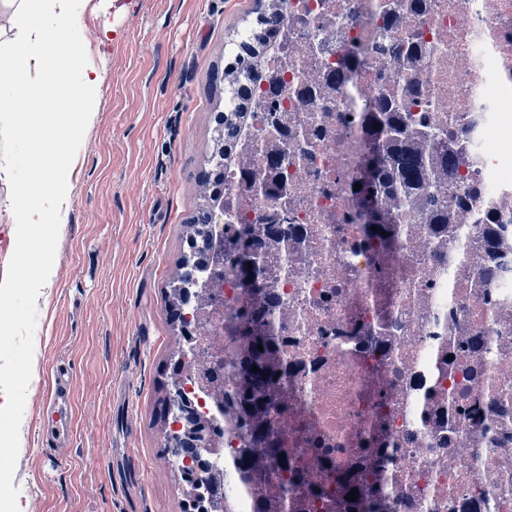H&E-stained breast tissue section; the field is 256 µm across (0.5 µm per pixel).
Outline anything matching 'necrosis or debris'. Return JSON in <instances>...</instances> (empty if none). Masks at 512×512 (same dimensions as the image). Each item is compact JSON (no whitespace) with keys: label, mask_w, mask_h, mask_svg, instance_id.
Listing matches in <instances>:
<instances>
[{"label":"necrosis or debris","mask_w":512,"mask_h":512,"mask_svg":"<svg viewBox=\"0 0 512 512\" xmlns=\"http://www.w3.org/2000/svg\"><path fill=\"white\" fill-rule=\"evenodd\" d=\"M288 0L281 49L263 67L259 97L288 131L268 134L269 112L248 116L247 160L224 163L236 224L284 217L298 232L270 247L269 288L229 272L211 287L220 308L198 336L205 362L184 375L219 448L224 512H368L336 494V475L384 488V512H512V275L505 245L480 215L449 202L456 243L435 238L419 213L394 239H368L355 184L384 137L364 115L387 100L453 133L470 163L448 170L457 190L482 184L496 221L512 223V0ZM415 42L414 62L394 44ZM282 159L268 166L270 152ZM255 312L277 346L281 397L251 456L269 471L249 490L232 464L239 440L208 384L237 388L251 352L239 314ZM470 367L448 375V341ZM287 471H280V460Z\"/></svg>","instance_id":"1"}]
</instances>
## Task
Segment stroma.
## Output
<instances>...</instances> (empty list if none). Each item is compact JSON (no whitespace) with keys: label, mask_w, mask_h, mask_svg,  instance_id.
<instances>
[{"label":"stroma","mask_w":512,"mask_h":512,"mask_svg":"<svg viewBox=\"0 0 512 512\" xmlns=\"http://www.w3.org/2000/svg\"><path fill=\"white\" fill-rule=\"evenodd\" d=\"M256 0H88L84 60L103 74L97 112L72 147V191L48 236L55 274L18 289L0 333V371L18 394L0 424L21 438L5 486L10 512H184L176 465L162 452L177 333L169 284L187 252L211 131L224 100L209 88L231 62ZM14 180L23 145L0 139ZM0 181V280L19 276ZM70 383L66 407L42 384ZM59 434L43 446L38 431Z\"/></svg>","instance_id":"stroma-1"}]
</instances>
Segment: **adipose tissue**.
<instances>
[{
  "label": "adipose tissue",
  "mask_w": 512,
  "mask_h": 512,
  "mask_svg": "<svg viewBox=\"0 0 512 512\" xmlns=\"http://www.w3.org/2000/svg\"><path fill=\"white\" fill-rule=\"evenodd\" d=\"M83 0H0L9 13L0 67V134L22 135L30 156L29 173L14 198L12 222L19 256L29 269L23 284L0 282V320L11 316L17 287L42 288L54 267L48 256L45 225L57 223L70 195V145L96 111L101 82L98 70L83 67L81 40L75 34ZM58 101L46 112H22L15 101Z\"/></svg>",
  "instance_id": "ef3b65f1"
}]
</instances>
